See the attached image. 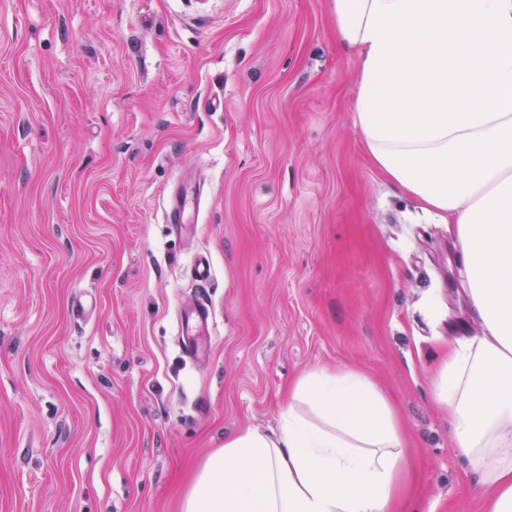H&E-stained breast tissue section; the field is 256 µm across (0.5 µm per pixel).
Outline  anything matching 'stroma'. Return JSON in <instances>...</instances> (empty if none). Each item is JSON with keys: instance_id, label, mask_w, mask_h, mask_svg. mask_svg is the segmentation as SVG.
I'll list each match as a JSON object with an SVG mask.
<instances>
[{"instance_id": "35a3bbf8", "label": "stroma", "mask_w": 512, "mask_h": 512, "mask_svg": "<svg viewBox=\"0 0 512 512\" xmlns=\"http://www.w3.org/2000/svg\"><path fill=\"white\" fill-rule=\"evenodd\" d=\"M357 77L331 0H0V512H181L313 370L392 403L398 512H483L433 394L449 336L478 330L458 249L373 165ZM197 179L176 232L168 197ZM208 305L201 299L191 304L180 320V336L183 338L185 350L189 356L200 360L207 354V340L210 336Z\"/></svg>"}]
</instances>
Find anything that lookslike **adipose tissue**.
I'll use <instances>...</instances> for the list:
<instances>
[{
  "label": "adipose tissue",
  "instance_id": "adipose-tissue-1",
  "mask_svg": "<svg viewBox=\"0 0 512 512\" xmlns=\"http://www.w3.org/2000/svg\"><path fill=\"white\" fill-rule=\"evenodd\" d=\"M375 1L390 2L332 0L338 38L359 55L354 124L375 166L448 220L480 331L449 339L435 397L485 512H512V112L429 141L379 139L366 110ZM406 461L394 412L367 376L314 371L289 394L277 433L237 432L207 458L181 512H396Z\"/></svg>",
  "mask_w": 512,
  "mask_h": 512
}]
</instances>
